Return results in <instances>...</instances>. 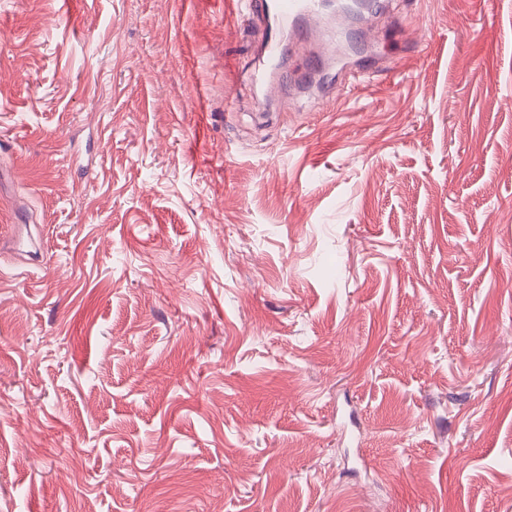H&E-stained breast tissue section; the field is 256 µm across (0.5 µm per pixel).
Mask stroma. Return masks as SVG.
Segmentation results:
<instances>
[{
    "mask_svg": "<svg viewBox=\"0 0 512 512\" xmlns=\"http://www.w3.org/2000/svg\"><path fill=\"white\" fill-rule=\"evenodd\" d=\"M381 8L0 0V512H512V0ZM245 9L259 20L272 15L274 29L265 31L262 49L270 63L279 58L282 42L288 37V50L312 61L334 62L342 56L338 35L344 27L336 22V34L324 23L321 0H246ZM27 233L24 234L21 231H17V227L14 225L13 233L6 242H1L3 246L7 243L8 249L19 256H27L29 259L34 260L37 258V253L40 247L39 237H35L31 230L27 228Z\"/></svg>",
    "mask_w": 512,
    "mask_h": 512,
    "instance_id": "stroma-1",
    "label": "stroma"
}]
</instances>
